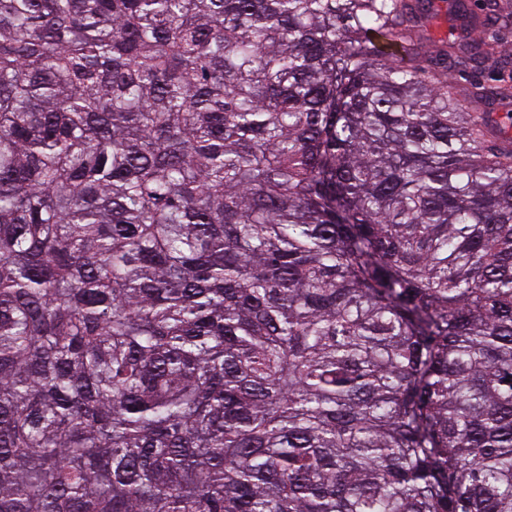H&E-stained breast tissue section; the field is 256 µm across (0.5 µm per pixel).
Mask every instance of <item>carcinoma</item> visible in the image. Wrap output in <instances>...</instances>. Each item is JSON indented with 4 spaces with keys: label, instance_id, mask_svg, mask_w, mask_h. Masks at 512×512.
Returning <instances> with one entry per match:
<instances>
[{
    "label": "carcinoma",
    "instance_id": "carcinoma-1",
    "mask_svg": "<svg viewBox=\"0 0 512 512\" xmlns=\"http://www.w3.org/2000/svg\"><path fill=\"white\" fill-rule=\"evenodd\" d=\"M0 0V512H512V0Z\"/></svg>",
    "mask_w": 512,
    "mask_h": 512
}]
</instances>
